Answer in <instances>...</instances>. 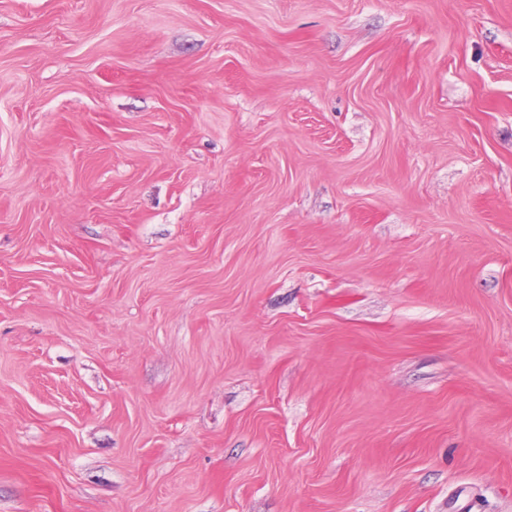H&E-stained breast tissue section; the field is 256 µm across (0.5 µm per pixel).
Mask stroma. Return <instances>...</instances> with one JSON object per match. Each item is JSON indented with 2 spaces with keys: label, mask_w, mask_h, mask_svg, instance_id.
Returning <instances> with one entry per match:
<instances>
[{
  "label": "stroma",
  "mask_w": 512,
  "mask_h": 512,
  "mask_svg": "<svg viewBox=\"0 0 512 512\" xmlns=\"http://www.w3.org/2000/svg\"><path fill=\"white\" fill-rule=\"evenodd\" d=\"M0 512H512V0H0Z\"/></svg>",
  "instance_id": "35a3bbf8"
}]
</instances>
